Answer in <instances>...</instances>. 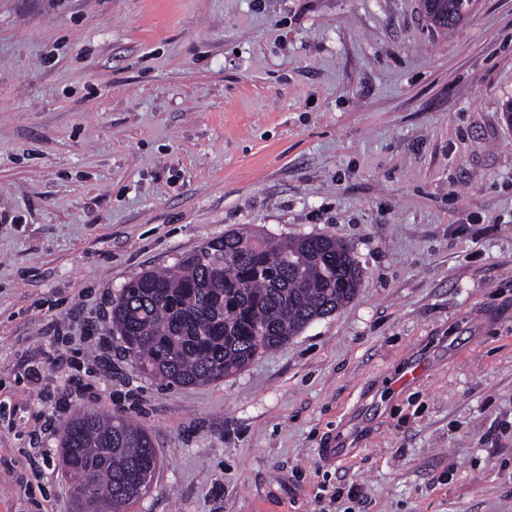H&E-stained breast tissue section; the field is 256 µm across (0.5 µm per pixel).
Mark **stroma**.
Segmentation results:
<instances>
[{
    "instance_id": "35a3bbf8",
    "label": "stroma",
    "mask_w": 512,
    "mask_h": 512,
    "mask_svg": "<svg viewBox=\"0 0 512 512\" xmlns=\"http://www.w3.org/2000/svg\"><path fill=\"white\" fill-rule=\"evenodd\" d=\"M509 100L512 0H0V512H75L80 409L153 438L129 512H512ZM231 229L362 286L223 381L135 371L113 299ZM472 6V0H424L423 9L439 28L448 29L462 19Z\"/></svg>"
}]
</instances>
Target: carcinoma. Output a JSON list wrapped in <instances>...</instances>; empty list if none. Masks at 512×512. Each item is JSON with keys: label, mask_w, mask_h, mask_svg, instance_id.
I'll return each mask as SVG.
<instances>
[{"label": "carcinoma", "mask_w": 512, "mask_h": 512, "mask_svg": "<svg viewBox=\"0 0 512 512\" xmlns=\"http://www.w3.org/2000/svg\"><path fill=\"white\" fill-rule=\"evenodd\" d=\"M472 0H423L438 27L462 19ZM361 287L352 252L325 236L274 241L232 231L180 261L175 274L144 271L112 302V328L138 371L175 386L215 383L265 350L281 347L312 321L349 303ZM62 464L76 512L86 489L92 512L134 505L157 469L150 433L128 420L81 411L66 424Z\"/></svg>", "instance_id": "cac0c4a2"}]
</instances>
